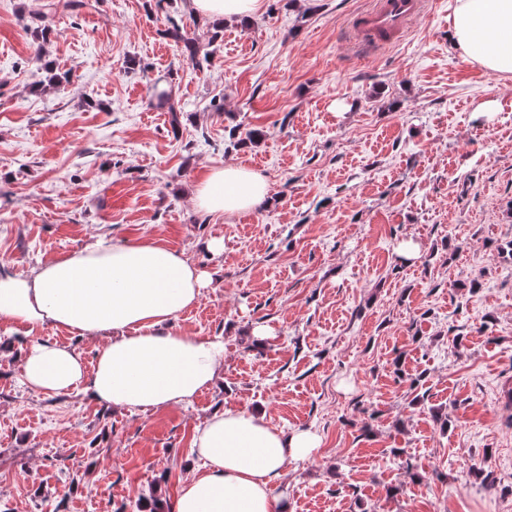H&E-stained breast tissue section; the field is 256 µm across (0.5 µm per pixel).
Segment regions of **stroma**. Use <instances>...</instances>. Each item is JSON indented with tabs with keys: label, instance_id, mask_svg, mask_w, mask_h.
<instances>
[{
	"label": "stroma",
	"instance_id": "stroma-1",
	"mask_svg": "<svg viewBox=\"0 0 512 512\" xmlns=\"http://www.w3.org/2000/svg\"><path fill=\"white\" fill-rule=\"evenodd\" d=\"M48 2L0 0V269L100 234L214 263L173 325L223 339L224 370L192 404L142 413L32 392L0 348V512L174 502L219 405L319 436L272 483L290 512H512V79L463 59L455 0L369 49L351 21L372 0H260L218 39L189 0H92L45 42ZM173 21L207 66L161 37ZM45 60L66 89L40 90ZM229 163L267 198L199 210L195 185Z\"/></svg>",
	"mask_w": 512,
	"mask_h": 512
}]
</instances>
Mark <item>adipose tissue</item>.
I'll use <instances>...</instances> for the list:
<instances>
[{
	"instance_id": "1",
	"label": "adipose tissue",
	"mask_w": 512,
	"mask_h": 512,
	"mask_svg": "<svg viewBox=\"0 0 512 512\" xmlns=\"http://www.w3.org/2000/svg\"><path fill=\"white\" fill-rule=\"evenodd\" d=\"M450 36L464 60L512 77V0H455ZM268 193L259 173L228 164L208 171L193 201L232 216ZM211 285L210 271L159 241L100 235L29 273L1 269L0 321L20 336L52 326L106 339L90 367L68 344L23 347L20 368L31 391L54 396L78 388L97 403L154 411L191 404L224 369L222 341L171 327ZM317 442L312 432L284 433L252 411L216 409L193 436L200 465L182 482L174 512H287L271 483Z\"/></svg>"
}]
</instances>
